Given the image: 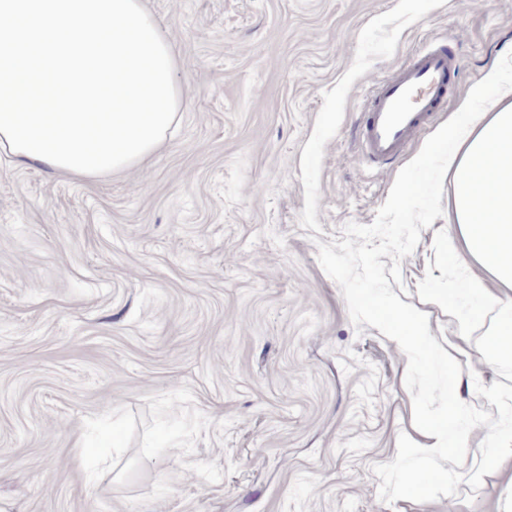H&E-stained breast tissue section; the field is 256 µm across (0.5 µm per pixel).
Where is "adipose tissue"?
Returning a JSON list of instances; mask_svg holds the SVG:
<instances>
[{
  "label": "adipose tissue",
  "instance_id": "adipose-tissue-1",
  "mask_svg": "<svg viewBox=\"0 0 512 512\" xmlns=\"http://www.w3.org/2000/svg\"><path fill=\"white\" fill-rule=\"evenodd\" d=\"M448 143V165L454 170L453 221L460 242L448 249L463 265L477 262L490 272L497 287H488L482 274H470L463 293L476 296L483 310L495 312L485 361L512 365V57L503 56L473 84L446 125L434 134ZM464 409L449 400L447 412L432 423L426 439L412 452L424 457L448 455L462 468L473 451L449 442V429Z\"/></svg>",
  "mask_w": 512,
  "mask_h": 512
}]
</instances>
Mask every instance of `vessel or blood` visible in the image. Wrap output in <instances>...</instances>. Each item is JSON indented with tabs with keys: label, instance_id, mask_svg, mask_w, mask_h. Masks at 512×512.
<instances>
[{
	"label": "vessel or blood",
	"instance_id": "b4317fda",
	"mask_svg": "<svg viewBox=\"0 0 512 512\" xmlns=\"http://www.w3.org/2000/svg\"><path fill=\"white\" fill-rule=\"evenodd\" d=\"M457 69L451 49L429 48L378 81L359 133L363 158L381 168L402 156L425 121L445 104V88Z\"/></svg>",
	"mask_w": 512,
	"mask_h": 512
}]
</instances>
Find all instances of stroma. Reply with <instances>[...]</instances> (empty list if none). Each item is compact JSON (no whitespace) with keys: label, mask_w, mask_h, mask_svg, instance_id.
<instances>
[{"label":"stroma","mask_w":512,"mask_h":512,"mask_svg":"<svg viewBox=\"0 0 512 512\" xmlns=\"http://www.w3.org/2000/svg\"><path fill=\"white\" fill-rule=\"evenodd\" d=\"M187 96L146 162L92 180L0 167V507L5 512H495V464L397 458L423 438L408 359L356 331L318 243L371 224L404 162L512 48V0H144ZM460 67L401 160L356 137L374 82L424 48ZM443 217L402 261L403 302L462 271ZM458 398L512 385L462 311ZM410 479L400 490L402 479Z\"/></svg>","instance_id":"stroma-1"}]
</instances>
